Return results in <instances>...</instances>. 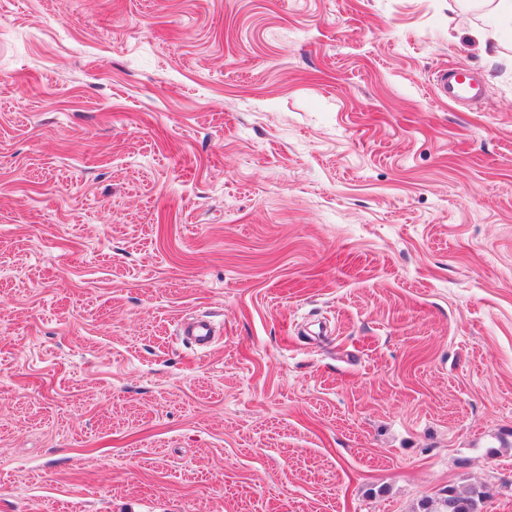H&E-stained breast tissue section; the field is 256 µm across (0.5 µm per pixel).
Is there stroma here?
<instances>
[{"instance_id":"35a3bbf8","label":"stroma","mask_w":512,"mask_h":512,"mask_svg":"<svg viewBox=\"0 0 512 512\" xmlns=\"http://www.w3.org/2000/svg\"><path fill=\"white\" fill-rule=\"evenodd\" d=\"M487 16L0 0V512L471 486L512 512V31L478 41ZM448 66L477 104L437 96ZM181 334L187 336L195 345L204 346L210 343L215 334L214 327L207 320H196L184 324L181 328Z\"/></svg>"}]
</instances>
